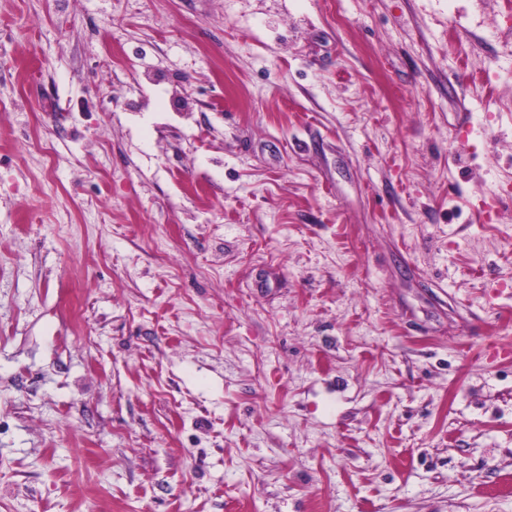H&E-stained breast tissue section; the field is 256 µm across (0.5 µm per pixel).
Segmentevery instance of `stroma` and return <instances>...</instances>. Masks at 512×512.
Returning <instances> with one entry per match:
<instances>
[{
	"label": "stroma",
	"instance_id": "1",
	"mask_svg": "<svg viewBox=\"0 0 512 512\" xmlns=\"http://www.w3.org/2000/svg\"><path fill=\"white\" fill-rule=\"evenodd\" d=\"M512 0H0V512H512Z\"/></svg>",
	"mask_w": 512,
	"mask_h": 512
}]
</instances>
